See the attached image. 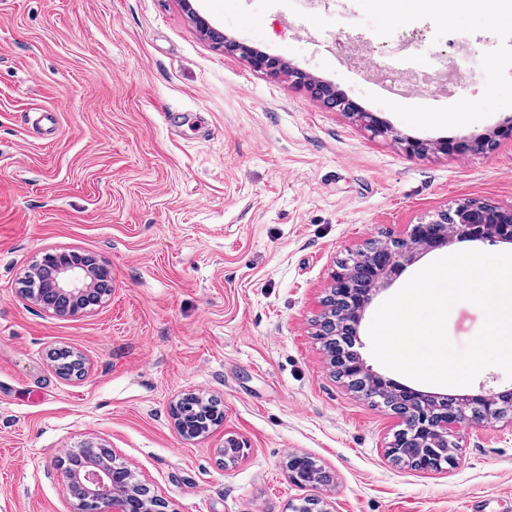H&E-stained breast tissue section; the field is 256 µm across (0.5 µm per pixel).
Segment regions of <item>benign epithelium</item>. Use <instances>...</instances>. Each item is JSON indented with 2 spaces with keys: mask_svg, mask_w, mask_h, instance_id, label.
Listing matches in <instances>:
<instances>
[{
  "mask_svg": "<svg viewBox=\"0 0 512 512\" xmlns=\"http://www.w3.org/2000/svg\"><path fill=\"white\" fill-rule=\"evenodd\" d=\"M224 49H241L251 66L271 75L288 72L295 82L313 87V81L296 73L280 60L255 49L227 42ZM332 105L355 115L373 135L398 138L394 129L371 112L359 111L348 98L331 97ZM512 139V126L482 138L464 142L459 153L483 150L497 139ZM512 242V208L503 209L476 199H465L438 211L420 224L412 225L407 236L377 240L352 254L355 263L366 269V277L355 280L350 271L340 269L333 275L329 294L322 302L319 333L332 354L336 375L347 381L357 393L385 401L400 420V429L387 443L385 452L393 462L408 457L422 469H437L449 463L461 448L459 431L477 429L507 417L512 404L511 391L474 396H437L400 385L375 373L356 351L336 352L332 337L342 329L357 334L367 306L375 294L391 285L418 254L456 240ZM40 272H32L23 292L26 298L54 316L72 317L105 306L112 296V267L105 260L89 263L76 250L45 253L37 262ZM61 378L80 381L88 373L85 357L70 351L63 356ZM245 443L237 438L224 442V462L233 463L243 456ZM81 465L73 466L74 455L63 461L66 489L73 512H167L165 501L149 494L134 481L132 473L115 463L112 452L100 444L86 442L80 452ZM290 512H330L318 498H305L290 504Z\"/></svg>",
  "mask_w": 512,
  "mask_h": 512,
  "instance_id": "benign-epithelium-1",
  "label": "benign epithelium"
}]
</instances>
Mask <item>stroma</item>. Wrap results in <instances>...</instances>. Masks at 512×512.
Here are the masks:
<instances>
[{
  "instance_id": "stroma-1",
  "label": "stroma",
  "mask_w": 512,
  "mask_h": 512,
  "mask_svg": "<svg viewBox=\"0 0 512 512\" xmlns=\"http://www.w3.org/2000/svg\"><path fill=\"white\" fill-rule=\"evenodd\" d=\"M509 13L512 0H0V512H71L61 459L89 440L168 512H289L313 495L330 512H512L511 424L464 432L454 465L396 464L397 416L333 376L313 328L339 261L367 242L465 199L512 207L511 140L439 148L512 125ZM199 16L397 138L254 70ZM55 249L111 264L104 308L60 318L21 294ZM396 291L358 327L374 372L442 396L512 388L496 366L444 386L379 363L369 326ZM484 321L460 302L446 331L461 347ZM53 348L82 353L88 375L62 379ZM188 392L221 401L197 438L172 417ZM230 437L246 449L227 467ZM294 453L334 484L294 485ZM332 105L334 107L339 108V110L343 112H349L355 115L358 120L364 125V127L369 130L374 136L380 137H393L397 138V134L394 129L388 125L387 123L381 121L377 118L372 112H365L355 110V105L352 101H350L345 96L336 95V97H331Z\"/></svg>"
}]
</instances>
